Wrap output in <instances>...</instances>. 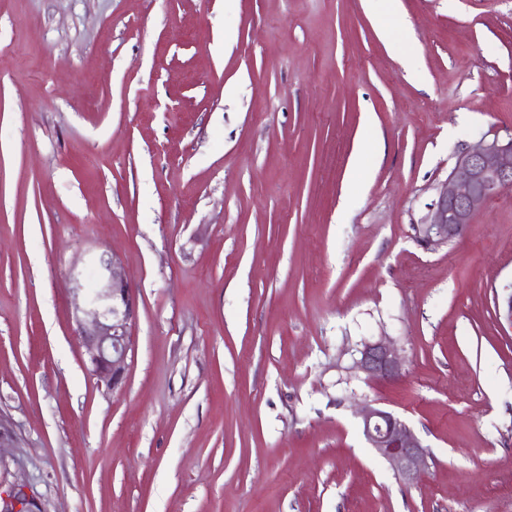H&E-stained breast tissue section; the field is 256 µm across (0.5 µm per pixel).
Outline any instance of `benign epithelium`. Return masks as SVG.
Wrapping results in <instances>:
<instances>
[{"label": "benign epithelium", "mask_w": 512, "mask_h": 512, "mask_svg": "<svg viewBox=\"0 0 512 512\" xmlns=\"http://www.w3.org/2000/svg\"><path fill=\"white\" fill-rule=\"evenodd\" d=\"M512 188V136H481L460 152L430 214L414 231L427 250L463 237L476 214L494 197ZM76 336L84 349L87 372L97 383L115 391L125 381L131 350V331L137 320L133 289L120 263L100 258L95 287L78 285L73 291ZM357 369L369 380H393L401 370L395 348L379 340L364 344ZM365 439L407 483L418 479L427 451L415 431L400 417L372 405L361 414ZM34 503L20 490L0 495V512H35Z\"/></svg>", "instance_id": "1"}]
</instances>
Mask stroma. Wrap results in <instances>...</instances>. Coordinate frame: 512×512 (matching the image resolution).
<instances>
[{"label":"stroma","mask_w":512,"mask_h":512,"mask_svg":"<svg viewBox=\"0 0 512 512\" xmlns=\"http://www.w3.org/2000/svg\"><path fill=\"white\" fill-rule=\"evenodd\" d=\"M487 132L512 134V0H0V489L512 512V189L438 250L413 230ZM102 255L138 305L114 393L72 313ZM381 339L389 381L355 367ZM368 404L419 435L416 482L366 442ZM356 367L369 380H393L400 374L401 361L389 342L379 340L364 344Z\"/></svg>","instance_id":"stroma-1"}]
</instances>
